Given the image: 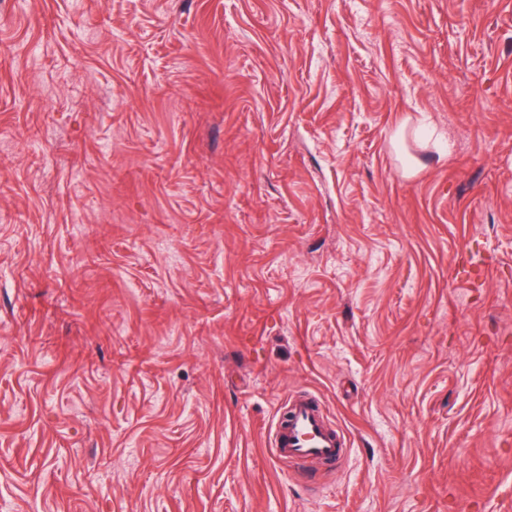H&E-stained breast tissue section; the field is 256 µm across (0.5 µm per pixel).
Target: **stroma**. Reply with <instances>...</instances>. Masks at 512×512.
<instances>
[{
	"label": "stroma",
	"mask_w": 512,
	"mask_h": 512,
	"mask_svg": "<svg viewBox=\"0 0 512 512\" xmlns=\"http://www.w3.org/2000/svg\"><path fill=\"white\" fill-rule=\"evenodd\" d=\"M0 512H512V0H0ZM270 449L279 462L295 468L308 462L333 466L343 458L347 439L328 423L318 399L301 391L279 408Z\"/></svg>",
	"instance_id": "obj_1"
}]
</instances>
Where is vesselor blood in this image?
<instances>
[{
    "label": "vessel or blood",
    "mask_w": 512,
    "mask_h": 512,
    "mask_svg": "<svg viewBox=\"0 0 512 512\" xmlns=\"http://www.w3.org/2000/svg\"><path fill=\"white\" fill-rule=\"evenodd\" d=\"M346 450L344 433L328 423L323 405L312 393L291 395L279 408L271 444L279 462L293 467L309 462L333 466Z\"/></svg>",
    "instance_id": "b4317fda"
}]
</instances>
